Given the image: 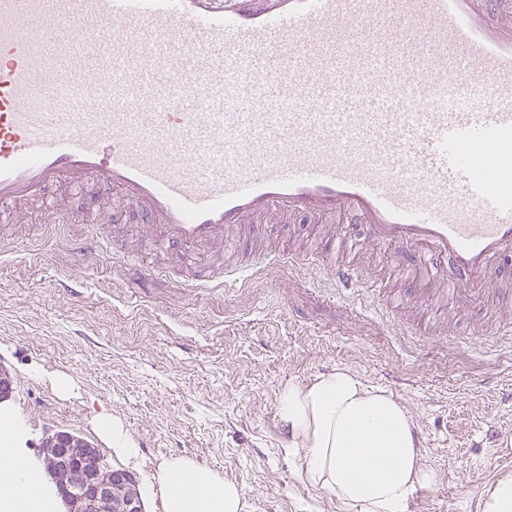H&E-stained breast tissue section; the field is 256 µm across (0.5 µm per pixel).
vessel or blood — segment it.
Listing matches in <instances>:
<instances>
[{"label": "vessel or blood", "mask_w": 512, "mask_h": 512, "mask_svg": "<svg viewBox=\"0 0 512 512\" xmlns=\"http://www.w3.org/2000/svg\"><path fill=\"white\" fill-rule=\"evenodd\" d=\"M62 182L191 255L272 213L364 224L481 293L512 255V0H0V204Z\"/></svg>", "instance_id": "1"}]
</instances>
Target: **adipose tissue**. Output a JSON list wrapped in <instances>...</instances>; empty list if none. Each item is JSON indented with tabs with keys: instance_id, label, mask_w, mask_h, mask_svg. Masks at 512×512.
Listing matches in <instances>:
<instances>
[{
	"instance_id": "ef3b65f1",
	"label": "adipose tissue",
	"mask_w": 512,
	"mask_h": 512,
	"mask_svg": "<svg viewBox=\"0 0 512 512\" xmlns=\"http://www.w3.org/2000/svg\"><path fill=\"white\" fill-rule=\"evenodd\" d=\"M278 419L299 453L309 483L333 494L346 512H403L417 487L436 474L420 463L415 424L386 390L336 368L306 383H285ZM24 427L0 410V512H56L54 489L21 448ZM161 512H243L240 487L179 456L142 486Z\"/></svg>"
}]
</instances>
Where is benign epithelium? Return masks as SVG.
I'll list each match as a JSON object with an SVG mask.
<instances>
[{
    "label": "benign epithelium",
    "instance_id": "obj_1",
    "mask_svg": "<svg viewBox=\"0 0 512 512\" xmlns=\"http://www.w3.org/2000/svg\"><path fill=\"white\" fill-rule=\"evenodd\" d=\"M60 458L50 454L44 457L47 472L53 474L54 483L68 512H76V505L85 502L96 507L95 512H145L134 473L122 469L109 471L101 465L80 459L75 466L59 464Z\"/></svg>",
    "mask_w": 512,
    "mask_h": 512
}]
</instances>
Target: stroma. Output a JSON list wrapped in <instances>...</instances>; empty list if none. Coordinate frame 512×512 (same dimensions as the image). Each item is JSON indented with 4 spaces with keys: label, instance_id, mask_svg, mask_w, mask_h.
I'll list each match as a JSON object with an SVG mask.
<instances>
[{
    "label": "stroma",
    "instance_id": "1",
    "mask_svg": "<svg viewBox=\"0 0 512 512\" xmlns=\"http://www.w3.org/2000/svg\"><path fill=\"white\" fill-rule=\"evenodd\" d=\"M91 213L113 236L97 252H76L73 220ZM328 230L304 217L260 233L304 258ZM249 250L245 242L179 259L132 209H105L65 187L38 207L1 213L0 363L25 453L37 457L46 432L67 429L142 480L170 457H192L241 487L244 512H343L307 482L277 417L283 384L343 367L391 393L425 434L422 460L437 481L417 489L405 512H484L487 487L512 475V348L492 339L502 283L479 302L429 308L433 334L420 342L393 325L390 306L409 319L415 309L391 255L370 248L357 258L380 296L328 292L320 270L276 261L228 292L184 287L197 266ZM64 278L83 282L84 297L62 292ZM104 415L122 424L137 460L115 453L99 428Z\"/></svg>",
    "mask_w": 512,
    "mask_h": 512
}]
</instances>
